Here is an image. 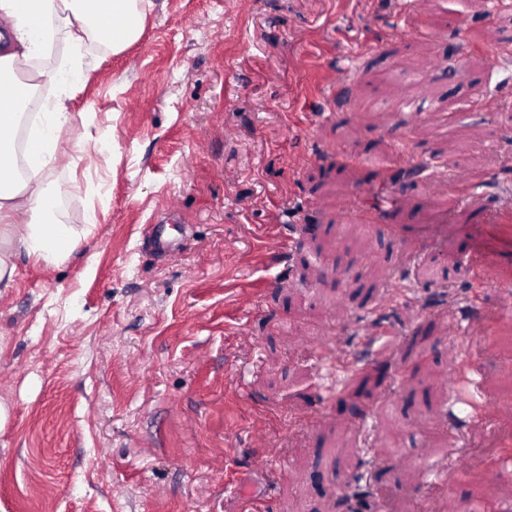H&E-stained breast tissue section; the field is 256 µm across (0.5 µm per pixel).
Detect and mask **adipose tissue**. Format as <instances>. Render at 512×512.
<instances>
[{"label":"adipose tissue","mask_w":512,"mask_h":512,"mask_svg":"<svg viewBox=\"0 0 512 512\" xmlns=\"http://www.w3.org/2000/svg\"><path fill=\"white\" fill-rule=\"evenodd\" d=\"M143 0H0V127L17 130L23 105L35 86L21 79L35 71L43 84L57 87L47 105L46 124L25 145L26 170L15 174L16 145L0 140V163L11 168L10 181L0 182V288L10 287L12 258L23 252L46 265L57 264L77 247L66 225L55 216L56 203L45 187L58 161V131L69 125L67 101L84 70L79 53L92 38L121 53L136 42L144 19ZM65 36L75 51L67 67H43L50 54L49 33Z\"/></svg>","instance_id":"adipose-tissue-1"}]
</instances>
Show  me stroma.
Wrapping results in <instances>:
<instances>
[{"instance_id":"stroma-1","label":"stroma","mask_w":512,"mask_h":512,"mask_svg":"<svg viewBox=\"0 0 512 512\" xmlns=\"http://www.w3.org/2000/svg\"><path fill=\"white\" fill-rule=\"evenodd\" d=\"M499 2L151 0L124 52L83 45L46 179L79 245L55 266L18 254L0 291V512H336L340 498L460 512L476 490L456 457L512 449V419L487 415L512 381V360L490 353L512 331L498 289L512 281V0ZM430 13L450 26L425 35ZM473 31L508 54L489 64ZM398 69L424 77L385 81ZM405 95L425 106L417 123L392 107ZM451 122L473 131L466 162L488 186L448 210L409 188L373 235L352 229L360 158L409 140L414 159L447 160ZM284 229L268 268L261 244ZM343 274L351 286L335 288ZM406 282L369 334L365 294ZM340 303L341 335L309 328ZM385 408L418 445L434 441L415 420L447 432L429 474L381 455Z\"/></svg>"}]
</instances>
